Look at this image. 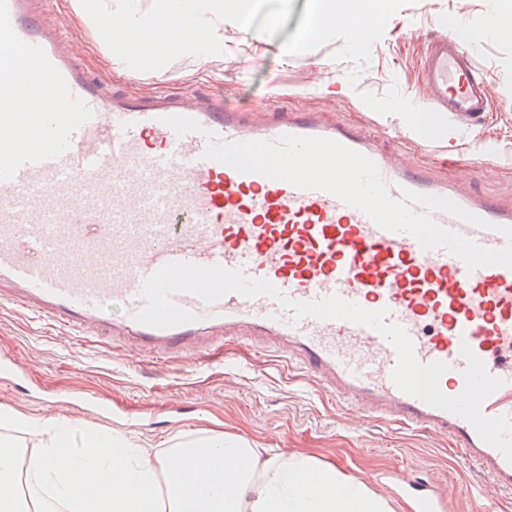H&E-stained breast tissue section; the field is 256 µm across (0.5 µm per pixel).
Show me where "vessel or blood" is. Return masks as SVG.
<instances>
[{
  "instance_id": "1",
  "label": "vessel or blood",
  "mask_w": 512,
  "mask_h": 512,
  "mask_svg": "<svg viewBox=\"0 0 512 512\" xmlns=\"http://www.w3.org/2000/svg\"><path fill=\"white\" fill-rule=\"evenodd\" d=\"M37 4L0 0V29L21 57L0 64V300H21L65 328L135 336L157 353L193 348L207 336L249 337L375 418L447 433L466 461L511 493L512 463L467 420L399 390L391 380L397 354L371 328L297 321L274 299L236 293L211 305L176 294L175 303L197 319L175 327L147 326L135 315L144 281L172 262L265 279L297 301L337 295L386 310V323L405 328L420 362L447 363L439 381L445 395L464 388L460 350L469 346L502 381L483 401V414L512 417V268L468 269L445 250L378 227L328 192L241 173L203 152L211 133L220 142L336 140L376 163L392 197L405 188L445 197L486 220L483 229L433 215L487 248L505 246L512 204L393 157L321 112L281 108L252 117L194 93H108L75 62ZM422 71L437 124L466 125L487 111L488 86L456 40L437 37ZM170 117L193 119L201 129L177 134Z\"/></svg>"
}]
</instances>
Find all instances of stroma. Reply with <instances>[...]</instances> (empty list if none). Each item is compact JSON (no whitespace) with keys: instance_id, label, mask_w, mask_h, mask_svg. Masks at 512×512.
<instances>
[{"instance_id":"35a3bbf8","label":"stroma","mask_w":512,"mask_h":512,"mask_svg":"<svg viewBox=\"0 0 512 512\" xmlns=\"http://www.w3.org/2000/svg\"><path fill=\"white\" fill-rule=\"evenodd\" d=\"M56 32L77 62L112 91L141 97L190 91L222 99L247 115L276 107L323 112L365 132L392 153L412 154L437 176L466 179L469 188L512 201V33L468 43L491 93L481 124H450L448 141L412 130L406 112L425 111L421 62L431 41L450 34V22L474 25L512 16V0H396L393 10L357 44L340 28L303 41L307 0H292L275 36L224 27L220 55L185 56L162 72L126 74L98 30L44 0ZM14 360L18 376L0 378V406L28 418L70 422L71 449L90 430L121 431L154 452L213 433L246 438L336 463L367 480L395 512H414V498L390 481L405 470L417 484L433 483L443 512H471L473 493L512 512V496L465 462L448 437L398 428L331 395L323 383L285 355L260 352L243 337L209 341L167 358L142 349L131 336L86 339L38 319L21 303L0 302V360Z\"/></svg>"}]
</instances>
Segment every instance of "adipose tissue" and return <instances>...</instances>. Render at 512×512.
<instances>
[{"instance_id":"adipose-tissue-1","label":"adipose tissue","mask_w":512,"mask_h":512,"mask_svg":"<svg viewBox=\"0 0 512 512\" xmlns=\"http://www.w3.org/2000/svg\"><path fill=\"white\" fill-rule=\"evenodd\" d=\"M393 0H309L304 37L341 27L364 42ZM24 427L37 438L26 466L0 438V512H392L367 482L305 456L253 448L213 434L150 453L121 432L88 433L68 452L69 430L0 408V428ZM222 452L223 462L193 478L180 475L190 451Z\"/></svg>"}]
</instances>
